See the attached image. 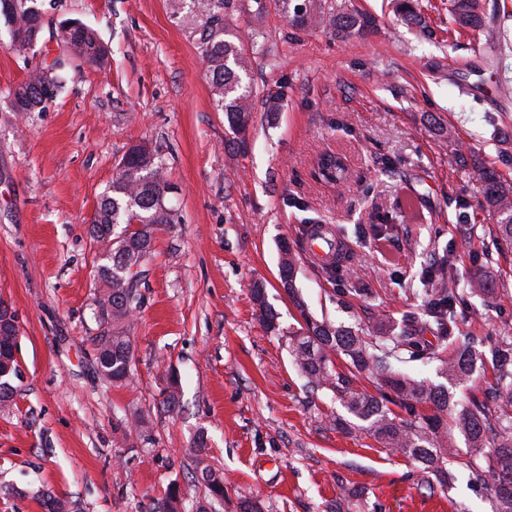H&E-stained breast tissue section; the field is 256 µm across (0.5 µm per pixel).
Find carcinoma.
Masks as SVG:
<instances>
[{
	"label": "carcinoma",
	"mask_w": 512,
	"mask_h": 512,
	"mask_svg": "<svg viewBox=\"0 0 512 512\" xmlns=\"http://www.w3.org/2000/svg\"><path fill=\"white\" fill-rule=\"evenodd\" d=\"M44 0H0V19L9 32L24 35L9 49L19 56L34 50L36 43L27 39L35 23L44 13ZM275 4L288 19V25L299 32L314 30L326 22L342 41L364 36L377 28L376 19L353 6L334 0H190L191 35L196 40L211 77L216 107L224 112V123L233 148L245 147V136L253 121V89L244 82L250 67L244 44L227 39L238 24L249 23ZM395 13L408 25L423 27V18L416 0H395ZM448 19L456 25L483 33L485 3L483 0H448ZM70 44L83 64L103 65L101 57L109 54L108 46L98 34L85 26L69 34ZM61 71L48 83L32 71L31 75L11 92V110L34 112L52 100L61 87ZM317 172L327 181L348 178L343 160L326 154L317 163ZM483 205L495 217L492 233L498 253L512 250V189L505 186L492 166L478 169ZM171 189L164 178L163 164L157 153L134 145L123 155L119 172L112 181L110 193L103 196L92 221V238L111 242L107 261L97 265L98 279L106 289L96 300V315L102 325L94 338L95 360L99 372L110 384H121L132 374L131 343L123 330L112 324L130 320L139 307L134 288L137 268L154 251L156 233L173 222L167 206ZM279 251L288 252V266L280 267V284L301 321L288 333L293 362L312 391L326 390L345 408L350 418H342L338 426L350 431H367L384 448L398 452L426 475L429 492L446 491L453 480L448 470L458 464L469 471L470 479L484 481L493 474L490 488L494 512H512V334L495 339L491 365L498 388L475 394L463 401L454 399L449 388H457L485 370L483 352L477 340L462 328L466 311L462 308L464 294L492 293V279L482 269L473 273L466 287H459L454 254L449 250L432 259L423 272V280L435 283L428 299V315L436 344L423 345L411 323L388 327L377 336H363L345 326H336L315 318L295 286L297 259L288 241L280 243ZM253 299L261 325L269 333L280 334L278 313L265 298L264 285L255 284ZM17 336H0V361L11 364L15 373ZM456 343L454 351L444 355L448 342ZM342 357L346 366L338 368L333 356ZM423 361L436 364L438 377L446 384L431 386L395 367L397 363ZM367 374L376 393L361 390L358 376ZM178 376H169L162 391V403L170 410L179 405ZM399 411H394V408ZM464 438L468 447L482 453L485 466L460 459L453 435ZM197 466L194 481L204 486L207 498L224 500L228 488L222 473L209 464L206 440L196 442ZM182 494L179 483L173 482L165 496L154 502L151 512H181ZM382 512V505L368 501L362 488L343 489L336 506L328 512Z\"/></svg>",
	"instance_id": "1"
}]
</instances>
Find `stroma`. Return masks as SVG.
Masks as SVG:
<instances>
[{"label": "stroma", "instance_id": "1", "mask_svg": "<svg viewBox=\"0 0 512 512\" xmlns=\"http://www.w3.org/2000/svg\"><path fill=\"white\" fill-rule=\"evenodd\" d=\"M375 33L341 41L295 32L272 8L249 29L257 90L247 148L227 147L201 52L170 0H56L37 55H15L0 23V299L18 317L15 394L0 404V512H147L178 482L191 512L194 442L229 489L261 512H323L342 486L365 488L383 512H492L490 496L453 466L447 493L409 476L412 460L366 433L336 427L331 392L308 393L284 330L297 312L279 286V243L299 254L296 285L315 317L370 336L425 323L420 273L453 250L466 278L496 246L478 204L475 167L512 187V0H486L481 44L448 24V0H419L427 27L404 25L391 0H353ZM76 19L108 45L107 63L72 66L38 112H11L9 92L62 49L55 23ZM453 131L439 136L438 127ZM467 162L452 160L457 143ZM161 156L175 221L158 233L138 277L140 307L124 330L133 376L115 387L94 359L99 252L88 234L125 152ZM347 159V182L313 176L324 153ZM325 224L349 249L321 270L305 228ZM474 226L463 238L465 226ZM492 296L466 298L478 336L512 333V255L491 270ZM263 282L281 335L255 315ZM177 372L180 407L161 392ZM149 413L143 440L135 412Z\"/></svg>", "mask_w": 512, "mask_h": 512}]
</instances>
